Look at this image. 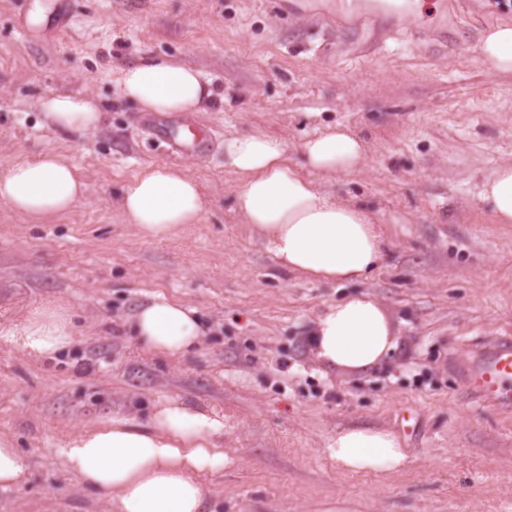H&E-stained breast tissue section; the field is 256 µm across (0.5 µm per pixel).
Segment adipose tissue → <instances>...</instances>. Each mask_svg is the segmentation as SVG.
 <instances>
[{"label": "adipose tissue", "mask_w": 512, "mask_h": 512, "mask_svg": "<svg viewBox=\"0 0 512 512\" xmlns=\"http://www.w3.org/2000/svg\"><path fill=\"white\" fill-rule=\"evenodd\" d=\"M477 52L496 71L511 72L512 24L490 27ZM108 80L120 98L161 115L200 111L211 95L201 72L167 59L114 68ZM40 109L51 128L78 134L96 130L103 120L101 107L87 95L48 94ZM301 153L302 163L295 164L280 140H226L224 164L238 179V211L280 266L324 283L362 281L384 258L377 217L362 202L321 190L315 178L357 172L366 146L338 124L307 137ZM84 190L75 166L51 150L0 170V202L30 218L69 212ZM478 202L495 223L512 224V163L495 169ZM119 207L127 223L160 237L198 223L204 202L186 170L153 168L124 188ZM130 326L142 346L171 358L189 353L203 336L194 308L161 295L140 307ZM1 337L27 355L53 356L74 341L72 313L61 302L41 304L0 324ZM309 343L323 370L363 374L394 354L398 337L382 303L356 293L319 313ZM54 452L82 488L107 497L110 512H220L223 506L205 480L231 463L224 417L177 397L158 401L143 421L119 412L101 417L63 438ZM327 454L337 471L349 474L390 475L409 460L397 433L367 425L337 430ZM30 477L25 455L0 438V490L22 488Z\"/></svg>", "instance_id": "ef3b65f1"}]
</instances>
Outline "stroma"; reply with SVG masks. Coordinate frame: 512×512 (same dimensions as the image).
I'll use <instances>...</instances> for the list:
<instances>
[{
	"mask_svg": "<svg viewBox=\"0 0 512 512\" xmlns=\"http://www.w3.org/2000/svg\"><path fill=\"white\" fill-rule=\"evenodd\" d=\"M0 0V167L52 149L86 183L70 212L31 220L0 204V320L31 305L70 306L73 345L34 359L0 341V434L33 478L0 491V512H108L52 448L101 415L146 417L175 396L224 416L236 461L208 478L223 512H316L329 495L353 512H512V418L467 399L460 363L512 336V224L477 205L482 182L512 162V74L475 47L512 21V0H425L406 24L369 0ZM447 30V44L433 33ZM173 58L203 73L213 98L197 118L217 137L188 158L117 99L108 70ZM48 93L89 94L104 110L88 135L50 130ZM339 123L363 139L364 170L325 191L379 213L389 248L360 284L282 269L236 209L225 139L300 145ZM195 177L200 223L157 238L126 224L118 198L144 169ZM379 299L402 349L361 375L325 374L306 338L323 307L355 292ZM162 295L196 309L202 345L174 360L123 327ZM399 433L410 463L382 478L342 474L326 446L338 428Z\"/></svg>",
	"mask_w": 512,
	"mask_h": 512,
	"instance_id": "stroma-1",
	"label": "stroma"
}]
</instances>
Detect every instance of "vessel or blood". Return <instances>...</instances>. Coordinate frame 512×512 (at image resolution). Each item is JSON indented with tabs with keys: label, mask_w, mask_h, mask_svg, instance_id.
Returning <instances> with one entry per match:
<instances>
[{
	"label": "vessel or blood",
	"mask_w": 512,
	"mask_h": 512,
	"mask_svg": "<svg viewBox=\"0 0 512 512\" xmlns=\"http://www.w3.org/2000/svg\"><path fill=\"white\" fill-rule=\"evenodd\" d=\"M165 133L182 154L190 157L210 144L207 132L189 113L174 115ZM462 389L470 400L512 414V337L472 352L462 368Z\"/></svg>",
	"instance_id": "b4317fda"
}]
</instances>
